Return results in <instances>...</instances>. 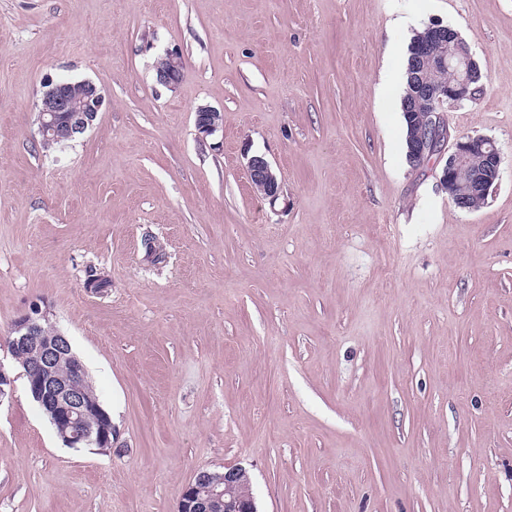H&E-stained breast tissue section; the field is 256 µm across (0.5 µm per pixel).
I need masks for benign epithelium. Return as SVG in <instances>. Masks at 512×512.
Returning a JSON list of instances; mask_svg holds the SVG:
<instances>
[{
    "label": "benign epithelium",
    "instance_id": "benign-epithelium-1",
    "mask_svg": "<svg viewBox=\"0 0 512 512\" xmlns=\"http://www.w3.org/2000/svg\"><path fill=\"white\" fill-rule=\"evenodd\" d=\"M411 68L414 91L410 107L418 122L411 126L409 163L421 168L434 156L448 152L439 175L448 199L466 210L485 203L500 176L499 149L485 137H461L445 148L448 135L442 112L443 105L455 106L473 96L472 84L480 74L479 65L455 29L432 22L421 36ZM156 76L168 87L181 81L183 63L178 52L166 53L162 63L156 65ZM104 106L102 89L90 80H48L37 103L39 134L52 143L73 141L93 125ZM220 121V113L213 109L196 112L195 126L203 138L215 133ZM247 169L257 192L271 199L277 197L279 182L264 157H251ZM50 314L42 303H31L13 322L0 346L22 362L33 401L66 447L110 450L112 418L98 401L87 396L88 372L72 351L69 337L58 329L52 337L44 335ZM63 362L68 365V374L60 377L57 367ZM89 416L95 418L92 427L85 425ZM249 482L248 471L241 466L226 467L222 472L201 469L185 486L177 512H257L251 495L244 500L226 498L231 489Z\"/></svg>",
    "mask_w": 512,
    "mask_h": 512
}]
</instances>
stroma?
Listing matches in <instances>:
<instances>
[{
	"mask_svg": "<svg viewBox=\"0 0 512 512\" xmlns=\"http://www.w3.org/2000/svg\"><path fill=\"white\" fill-rule=\"evenodd\" d=\"M434 21L483 74L450 138L502 153L474 210L381 86ZM49 76L109 105L46 151ZM38 299L117 440L65 447L16 379L0 512H176L227 466L258 512H512V0H0V338ZM157 81L171 87L178 84L183 76L182 58L177 51L167 52L162 63L156 65ZM220 121V112L216 110L200 108L196 112L195 126L202 139L215 133L219 128ZM252 187L268 198H275L279 191V182L270 164L262 156H252L247 163Z\"/></svg>",
	"mask_w": 512,
	"mask_h": 512,
	"instance_id": "1",
	"label": "stroma"
}]
</instances>
